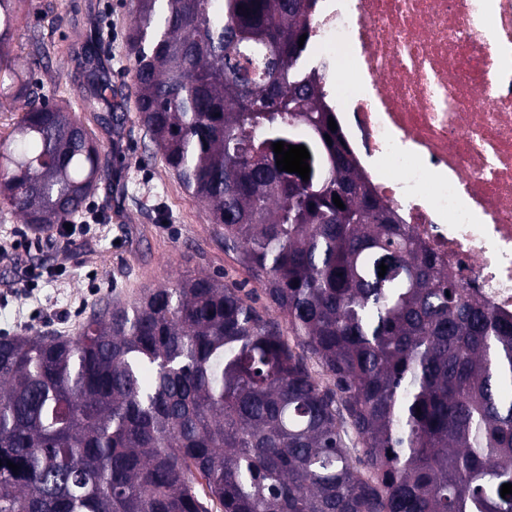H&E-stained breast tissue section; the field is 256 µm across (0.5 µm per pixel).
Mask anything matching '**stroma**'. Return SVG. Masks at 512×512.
Returning <instances> with one entry per match:
<instances>
[{
    "label": "stroma",
    "instance_id": "1",
    "mask_svg": "<svg viewBox=\"0 0 512 512\" xmlns=\"http://www.w3.org/2000/svg\"><path fill=\"white\" fill-rule=\"evenodd\" d=\"M131 19L132 0H30L19 16L8 51L46 99L79 101V57L87 41L123 92L125 122L104 145L110 166L85 203L100 214V226L73 243L58 231L43 232L36 255L0 259V334L73 336L94 309L130 303L143 289L173 286L189 273L215 276L249 292L256 306L265 303L259 284L225 252L207 207L167 169L138 118ZM39 42L46 52L36 51ZM31 262L60 264L64 271L32 292H7L6 284Z\"/></svg>",
    "mask_w": 512,
    "mask_h": 512
}]
</instances>
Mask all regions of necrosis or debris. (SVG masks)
<instances>
[{"mask_svg": "<svg viewBox=\"0 0 512 512\" xmlns=\"http://www.w3.org/2000/svg\"><path fill=\"white\" fill-rule=\"evenodd\" d=\"M308 43L375 193L512 318V0H318Z\"/></svg>", "mask_w": 512, "mask_h": 512, "instance_id": "necrosis-or-debris-1", "label": "necrosis or debris"}]
</instances>
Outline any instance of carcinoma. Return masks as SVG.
Instances as JSON below:
<instances>
[{
    "label": "carcinoma",
    "mask_w": 512,
    "mask_h": 512,
    "mask_svg": "<svg viewBox=\"0 0 512 512\" xmlns=\"http://www.w3.org/2000/svg\"><path fill=\"white\" fill-rule=\"evenodd\" d=\"M25 2L0 0V47ZM316 3L134 0L139 119L266 304L195 274L75 336H0V512H512V319L436 270L329 129L298 47ZM81 65V110L118 133L90 44ZM3 98L23 112L0 207L52 230L103 143L0 51ZM278 141L307 148L309 180Z\"/></svg>",
    "instance_id": "1"
}]
</instances>
